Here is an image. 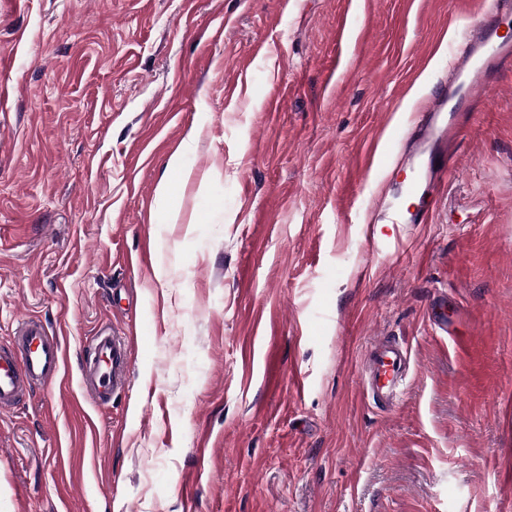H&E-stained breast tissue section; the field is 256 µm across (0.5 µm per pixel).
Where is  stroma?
<instances>
[{"label":"stroma","mask_w":512,"mask_h":512,"mask_svg":"<svg viewBox=\"0 0 512 512\" xmlns=\"http://www.w3.org/2000/svg\"><path fill=\"white\" fill-rule=\"evenodd\" d=\"M482 11L0 0V343L35 317L67 357L0 414V512H512V68L447 176L387 178ZM105 325L131 372L100 406ZM383 337L412 357L385 411L360 373ZM130 372V350L123 336L103 331L93 336L89 357L80 365L84 393L97 405L110 402L125 388Z\"/></svg>","instance_id":"35a3bbf8"}]
</instances>
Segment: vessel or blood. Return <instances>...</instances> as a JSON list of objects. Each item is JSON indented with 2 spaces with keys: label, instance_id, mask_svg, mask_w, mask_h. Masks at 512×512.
Returning <instances> with one entry per match:
<instances>
[{
  "label": "vessel or blood",
  "instance_id": "vessel-or-blood-1",
  "mask_svg": "<svg viewBox=\"0 0 512 512\" xmlns=\"http://www.w3.org/2000/svg\"><path fill=\"white\" fill-rule=\"evenodd\" d=\"M512 65V46L499 40L496 27L478 23L459 55L447 108L427 109L419 129L421 139L435 133L442 112L467 110L474 83L486 82L491 70ZM411 352L391 337L375 340L362 361V389L367 399L385 408L398 400L410 369ZM65 353L56 336L37 318L22 319L13 340L0 345V411L13 410L33 390L56 382ZM130 372V350L124 337L101 332L92 337L89 357L80 366L83 389L96 404L104 405L122 391Z\"/></svg>",
  "mask_w": 512,
  "mask_h": 512
}]
</instances>
